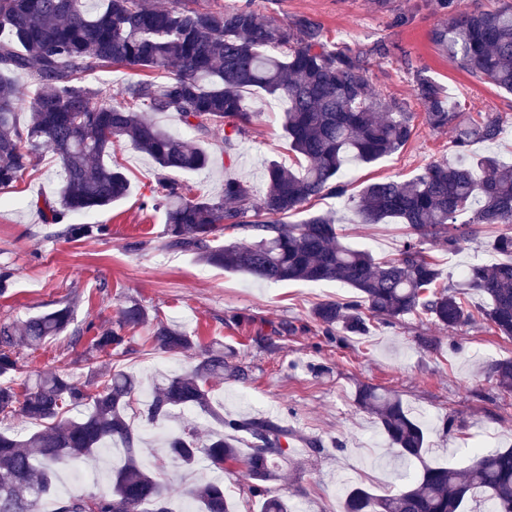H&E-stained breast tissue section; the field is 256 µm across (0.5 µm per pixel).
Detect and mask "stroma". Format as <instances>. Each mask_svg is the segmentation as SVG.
I'll return each instance as SVG.
<instances>
[{"instance_id": "obj_1", "label": "stroma", "mask_w": 512, "mask_h": 512, "mask_svg": "<svg viewBox=\"0 0 512 512\" xmlns=\"http://www.w3.org/2000/svg\"><path fill=\"white\" fill-rule=\"evenodd\" d=\"M507 0H181L190 9L223 11L251 6L266 22L306 17L324 35L366 54L373 93L394 97L413 114V132L399 152L371 163L349 162L344 196H325L305 203L289 215L297 224L320 213L335 214L341 245L393 257L405 237L402 224L360 223L355 205L362 188L380 180H404L451 155L453 132L435 130L413 92L412 74L428 71L448 94L462 119L489 111L502 118V134L493 143L475 142L470 153L491 154L512 164V94L484 78L460 70L455 59L431 39V31L450 12L490 9ZM254 115L243 137L225 139L223 130L205 137L207 168L179 174L192 196H221L225 179L244 182L250 190L263 186L264 171L273 162L291 165L293 156L283 131L285 102L262 91L247 94ZM112 157L130 181L128 195L94 212L106 232L79 241L53 237L35 202L56 198L59 165L49 151L13 187L0 191V268L13 271V284L0 295V324L51 311L63 303L73 308L70 329L37 350L18 346L15 387L36 375L69 372L85 379L87 370L73 332L84 339L114 322L122 307L141 304L150 316L181 326L197 347L179 355L152 350L150 331H133L134 352L112 359L114 368L131 372L143 386L155 377L180 373L195 361L197 348L223 347L244 376L214 380L215 407L234 418L271 416L297 434L288 449L272 494L291 498L304 512H343L347 490L364 487L377 495L401 489L402 469L388 447L375 416L356 403L360 385L370 384L400 396L410 416L426 428L424 459L432 465L462 468L475 448L512 447V392L489 379V364L512 358V339L495 333L482 319L456 334L425 316L412 314L386 324H371L365 335L331 340L311 319L324 300L346 301L353 289L335 282L269 284L251 276L208 266L193 254L163 249L164 214L152 208L150 196L160 170L153 159L127 142L114 143ZM487 229L488 240L448 252L424 246L445 283L462 285L461 269L472 263L502 261ZM461 420L456 434H447L448 417ZM321 442L311 453L306 440ZM112 486V466L101 456L63 465L54 496L42 500L40 512H54L61 494L105 492Z\"/></svg>"}]
</instances>
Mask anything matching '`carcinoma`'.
Segmentation results:
<instances>
[{"instance_id":"1","label":"carcinoma","mask_w":512,"mask_h":512,"mask_svg":"<svg viewBox=\"0 0 512 512\" xmlns=\"http://www.w3.org/2000/svg\"><path fill=\"white\" fill-rule=\"evenodd\" d=\"M432 40L455 58L466 73L485 77L512 92V5L460 11L431 31ZM165 71L162 82L143 79L118 91L82 84L86 72L106 67ZM363 54L328 40L321 27L295 18L274 25L248 6L212 12L189 9L172 0H0V189L15 183L46 147L57 156L63 183L55 200L35 202L44 223L62 226L54 236L79 240L104 228L68 224L70 214H88L120 200L130 182L112 163V143L126 140L149 155L162 171L153 205L165 210L163 248L190 252L212 267L246 273L268 283L336 281L357 295L347 302L325 301L312 319L326 334L365 333L373 320L390 321L421 313L456 333L470 325L473 312L461 292L440 284L436 265L424 255L431 241L447 250L478 242L483 229L503 226L493 248L509 257L496 264H472L467 287L486 296L482 318L501 336L512 338V166L494 156L465 153L476 141L491 142L501 132V118L487 113L458 121L444 88L424 69L414 73V93L433 129L453 130V147L462 160L438 161L405 181L370 183L357 202L364 224H405L408 228L395 257L378 261L365 251L337 241L336 219L313 215L300 224L282 217L309 200L341 195L345 164L373 162L403 148L412 136L413 114L395 98L375 96ZM32 77L36 93L26 126L16 118L15 74ZM261 90L288 102L283 128L296 167L272 163L267 186L258 198L237 181L224 183L217 199L188 197V189L169 176L208 164L205 151L159 126L146 112H176L189 129L207 135L224 125L237 136L247 132L251 115L245 94ZM253 213L255 220L243 218ZM247 229L248 245L226 244L224 229ZM72 322L65 305L30 317L19 325L0 326V423L21 414L35 431L19 439L0 430V512H39L51 494L57 468L90 456L107 441L126 450L115 470L112 491L68 496L55 512H172L161 472L177 462L191 468L206 461L217 470L245 462L261 498L262 512H299L291 500L269 494L279 476L294 431L271 418H226L212 409L209 384L224 375V349L207 348L179 374L163 375L151 386L144 416L167 419L175 410L195 407L210 414L229 435L203 442L196 428L184 424L167 440V452L155 468L138 458V435L126 409L140 391L133 374L115 370L112 356L131 351L123 331L152 324L151 344L178 354L194 346L187 332L150 318L139 304L125 306L115 325L102 327L79 382L68 374L37 376L19 391L9 379L18 370L17 339L31 349L58 336ZM488 377L512 390V360H499ZM357 404L375 415L394 452L418 461L421 470L396 493L375 495L351 489L344 512H460L476 490L489 495V512H512V448L480 450L463 469L431 466L422 459L423 426L409 416L399 395L362 385ZM83 407L76 418L68 408ZM243 435L249 453L241 456ZM202 512H228L224 485L204 480L190 492Z\"/></svg>"}]
</instances>
